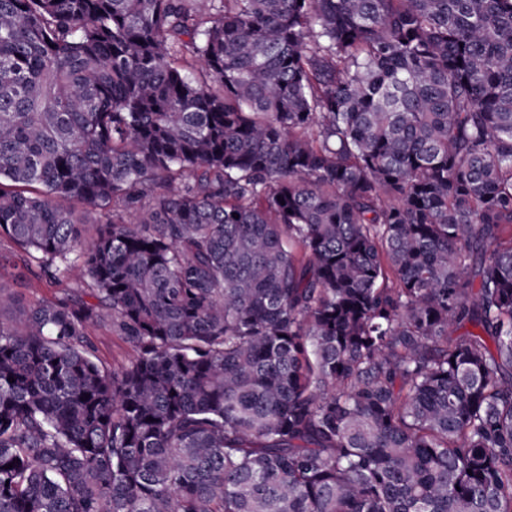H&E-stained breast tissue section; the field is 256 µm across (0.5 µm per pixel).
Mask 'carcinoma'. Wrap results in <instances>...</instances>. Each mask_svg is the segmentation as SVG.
Wrapping results in <instances>:
<instances>
[{"label":"carcinoma","instance_id":"cac0c4a2","mask_svg":"<svg viewBox=\"0 0 512 512\" xmlns=\"http://www.w3.org/2000/svg\"><path fill=\"white\" fill-rule=\"evenodd\" d=\"M195 2L0 0V512H512V0ZM20 255V250L14 245L7 242L0 245V288L19 299L14 308L5 314L6 317H22L38 300L52 298L57 291L56 287L36 282L30 286L28 279L18 278ZM91 339L99 359L111 368L126 364L133 356L130 346L116 336L96 332Z\"/></svg>","mask_w":512,"mask_h":512}]
</instances>
